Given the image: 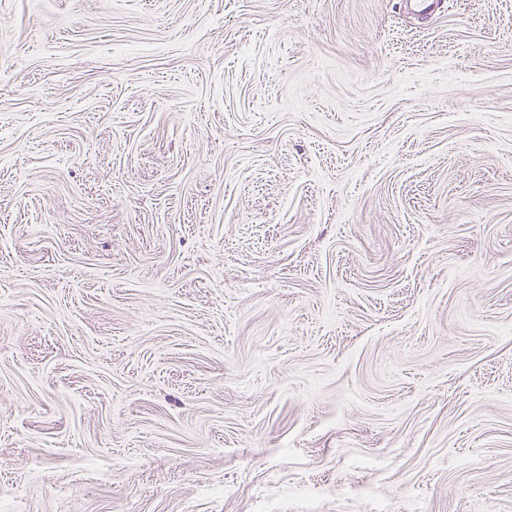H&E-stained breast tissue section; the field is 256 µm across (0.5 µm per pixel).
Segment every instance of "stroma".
I'll list each match as a JSON object with an SVG mask.
<instances>
[{"instance_id":"35a3bbf8","label":"stroma","mask_w":512,"mask_h":512,"mask_svg":"<svg viewBox=\"0 0 512 512\" xmlns=\"http://www.w3.org/2000/svg\"><path fill=\"white\" fill-rule=\"evenodd\" d=\"M0 512H512V0H0Z\"/></svg>"}]
</instances>
